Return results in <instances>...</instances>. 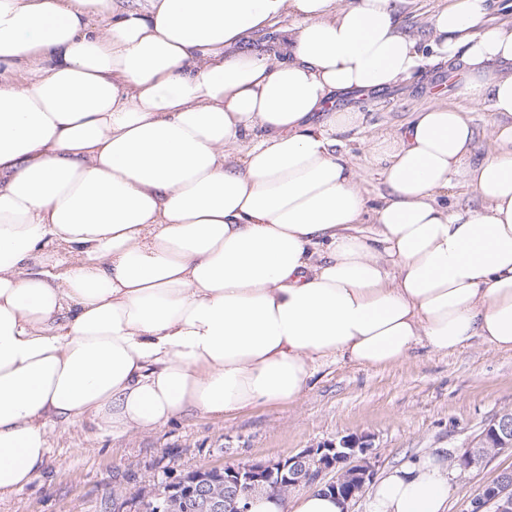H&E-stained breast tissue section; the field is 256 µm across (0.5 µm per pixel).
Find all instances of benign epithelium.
<instances>
[{
  "label": "benign epithelium",
  "mask_w": 512,
  "mask_h": 512,
  "mask_svg": "<svg viewBox=\"0 0 512 512\" xmlns=\"http://www.w3.org/2000/svg\"><path fill=\"white\" fill-rule=\"evenodd\" d=\"M373 445L366 436H344L310 446L277 460L214 468L224 473V496L199 478L187 492L184 512H248L249 498L241 494L268 488L270 496L285 499L301 488L329 490L345 503L361 496L374 479ZM512 449V410L488 424L463 452L448 455L450 467L465 473L481 466L493 452ZM332 473L330 481L324 477ZM466 512H512V470L502 472L474 497Z\"/></svg>",
  "instance_id": "benign-epithelium-1"
}]
</instances>
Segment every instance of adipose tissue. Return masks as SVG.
I'll return each mask as SVG.
<instances>
[{"instance_id": "adipose-tissue-1", "label": "adipose tissue", "mask_w": 512, "mask_h": 512, "mask_svg": "<svg viewBox=\"0 0 512 512\" xmlns=\"http://www.w3.org/2000/svg\"><path fill=\"white\" fill-rule=\"evenodd\" d=\"M409 2L0 0V496L88 416L151 431L298 401L328 363L512 349V0H448L423 36ZM439 62L494 116L484 156L428 103L371 139L370 199L334 99ZM461 180L480 206L448 204ZM450 476L410 459L371 512H447Z\"/></svg>"}]
</instances>
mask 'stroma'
Listing matches in <instances>:
<instances>
[{
    "mask_svg": "<svg viewBox=\"0 0 512 512\" xmlns=\"http://www.w3.org/2000/svg\"><path fill=\"white\" fill-rule=\"evenodd\" d=\"M460 80L439 64L412 87L335 100V108L366 114L365 128L345 148L371 193L384 186L366 151L368 140L395 130L433 100L457 102ZM511 409L512 351H491L477 341L448 354L423 347L397 365L327 364L291 403L259 404L221 418L188 415L123 435L89 419L52 431L41 476L1 496L0 512H126V501L143 485L215 465L277 459L340 436H371L381 474L412 457L468 447ZM505 470H512L510 449L451 478L448 512H463Z\"/></svg>",
    "mask_w": 512,
    "mask_h": 512,
    "instance_id": "35a3bbf8",
    "label": "stroma"
}]
</instances>
